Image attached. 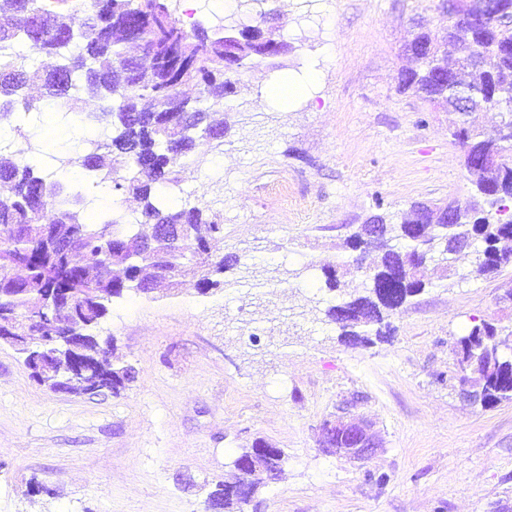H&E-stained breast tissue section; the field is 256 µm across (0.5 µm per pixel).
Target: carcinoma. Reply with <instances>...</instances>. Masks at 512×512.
Listing matches in <instances>:
<instances>
[{
    "mask_svg": "<svg viewBox=\"0 0 512 512\" xmlns=\"http://www.w3.org/2000/svg\"><path fill=\"white\" fill-rule=\"evenodd\" d=\"M172 0H92L85 8L80 32L71 25L70 10L82 0H0V123L41 113L45 104L24 89L38 82L46 97L66 113L80 116L89 100L99 111L88 121L111 120L107 139L84 140L83 154L65 161L81 167L89 183H108L135 195L142 208L132 222L105 214L100 221L85 217V190L63 185L55 172L36 171V148L21 126L13 130L24 144L0 150V342L13 336H50L49 345L27 342L15 347L24 365L34 361L58 369L85 360L82 381L72 394L107 390L119 396L134 378L129 365L112 361L99 336L113 303L129 293L156 299L165 285L172 291L183 279L196 280L203 296L235 285L224 272L247 263L224 255V215L219 210L184 206L166 198L159 207L157 192L184 181L186 155L197 139L219 140L227 129L224 100L233 96L242 69L279 68L291 45L273 27L268 12L251 24L224 25L208 32L187 30L173 16ZM500 0H488L484 22L470 25L445 10L447 24L437 32L419 31L412 41L420 66L399 73V87L411 90L434 110L448 113V135L462 150V163L473 193L455 200V218L440 215V204L414 202L392 219L371 215L379 225L375 238L347 243L353 251H373L376 262L364 271L406 269L401 288L378 280L362 295H351L328 310L344 336L361 338V329L380 324L397 310L394 295L409 300L426 288V272L448 271L453 240L476 245V271L489 274L512 262V140L500 127L512 126V26L496 17ZM27 44L42 66L30 69ZM477 54L483 68L469 59ZM192 85L190 99L181 88ZM497 109L499 126L480 130L469 121L473 112ZM52 208V223H42ZM512 330L474 322L465 340L475 354L453 350L459 385L478 388L484 408L512 402ZM259 439L239 456L252 458L233 481H219L206 500L208 512H245L256 502L268 474L282 472L285 453L259 454Z\"/></svg>",
    "mask_w": 512,
    "mask_h": 512,
    "instance_id": "carcinoma-1",
    "label": "carcinoma"
}]
</instances>
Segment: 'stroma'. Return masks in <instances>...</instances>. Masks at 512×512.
Wrapping results in <instances>:
<instances>
[{
    "label": "stroma",
    "instance_id": "stroma-1",
    "mask_svg": "<svg viewBox=\"0 0 512 512\" xmlns=\"http://www.w3.org/2000/svg\"><path fill=\"white\" fill-rule=\"evenodd\" d=\"M264 7L293 47L287 68L243 72L223 148L197 140L178 194L202 208L223 197L224 252L255 255L253 278L230 270L214 296L189 280L116 304L100 334L134 369L118 396L50 391L0 344V512H205L259 438L287 460L257 512H512V403L471 405L448 378L473 321L512 326V265L479 275L471 250L456 254L366 345L326 317L368 286L346 246L366 217L470 195L447 113L398 90L402 45L443 16L433 0H329L315 21L307 0ZM309 66L307 98L263 97ZM327 266L341 288H327ZM356 395L382 441L363 462L318 442Z\"/></svg>",
    "mask_w": 512,
    "mask_h": 512
}]
</instances>
